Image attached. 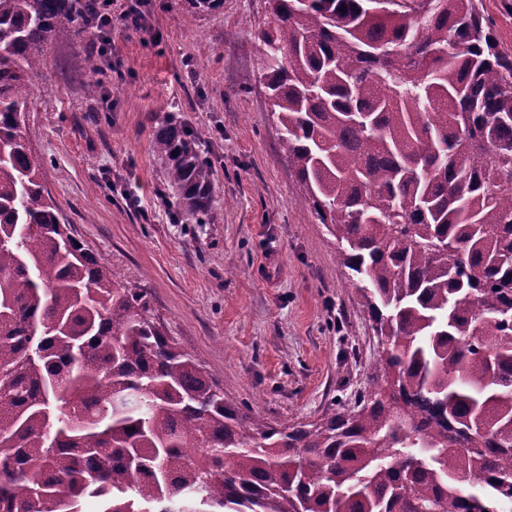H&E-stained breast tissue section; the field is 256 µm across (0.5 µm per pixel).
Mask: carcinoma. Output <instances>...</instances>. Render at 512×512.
I'll return each instance as SVG.
<instances>
[{
  "instance_id": "cac0c4a2",
  "label": "carcinoma",
  "mask_w": 512,
  "mask_h": 512,
  "mask_svg": "<svg viewBox=\"0 0 512 512\" xmlns=\"http://www.w3.org/2000/svg\"><path fill=\"white\" fill-rule=\"evenodd\" d=\"M268 7L269 111L381 340L376 374L316 423L228 402L61 222L23 133L46 42H97L99 0H0V512L512 504V55L480 0ZM200 139L153 133L189 216L214 202Z\"/></svg>"
}]
</instances>
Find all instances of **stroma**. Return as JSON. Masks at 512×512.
<instances>
[{
    "instance_id": "1",
    "label": "stroma",
    "mask_w": 512,
    "mask_h": 512,
    "mask_svg": "<svg viewBox=\"0 0 512 512\" xmlns=\"http://www.w3.org/2000/svg\"><path fill=\"white\" fill-rule=\"evenodd\" d=\"M134 6L145 29L122 18ZM271 20L267 0L192 17L184 0H112L99 95L86 43L48 40L25 134L77 237L147 290L155 320L229 402L278 426L353 405L379 345L334 239L296 202L253 37ZM165 122L208 132L198 151L216 201L199 218L152 148Z\"/></svg>"
}]
</instances>
